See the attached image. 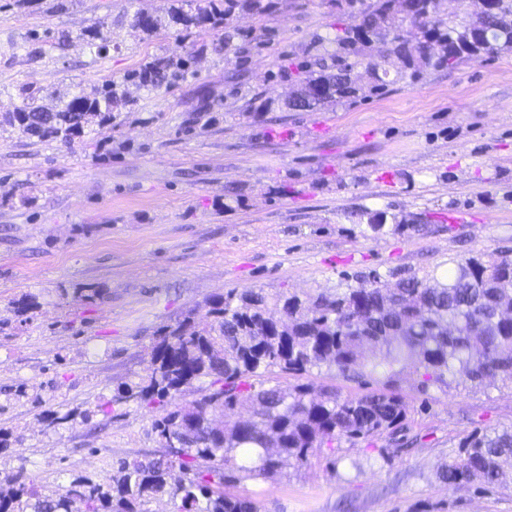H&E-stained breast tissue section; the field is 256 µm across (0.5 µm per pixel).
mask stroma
<instances>
[{
  "label": "stroma",
  "instance_id": "stroma-1",
  "mask_svg": "<svg viewBox=\"0 0 512 512\" xmlns=\"http://www.w3.org/2000/svg\"><path fill=\"white\" fill-rule=\"evenodd\" d=\"M270 2L235 9L228 51L220 28L130 29L139 8L181 0H0V113L18 84L89 89L175 51L191 58L183 81L138 94L117 127L69 144L0 135V473L51 495L159 450L155 419L197 388L160 406L118 392L147 373L162 328L203 318L228 289L313 296L512 255V54L292 112L280 106L290 71L328 49L349 9ZM100 26L111 43L97 55L79 35ZM380 212L425 229L375 234ZM401 385L418 437L408 451L386 459L360 443L333 467L324 451L239 492L263 512H512V488L436 477L465 435L512 428V389L424 390L408 373Z\"/></svg>",
  "mask_w": 512,
  "mask_h": 512
}]
</instances>
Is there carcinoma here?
I'll use <instances>...</instances> for the list:
<instances>
[{
  "instance_id": "1",
  "label": "carcinoma",
  "mask_w": 512,
  "mask_h": 512,
  "mask_svg": "<svg viewBox=\"0 0 512 512\" xmlns=\"http://www.w3.org/2000/svg\"><path fill=\"white\" fill-rule=\"evenodd\" d=\"M203 2L191 13L140 9L130 27L157 34L173 23L186 30L222 26L229 48L237 35L236 0ZM350 7L351 22L333 40L336 49L298 71L294 95L283 101L288 110L339 106L465 60L512 54V0H489L481 16L479 0H350ZM477 15L484 41L472 37ZM86 36L97 54L108 50L102 29ZM188 67L189 60L174 52L51 107L42 104L43 89L21 85L20 105L0 113V130L70 143L116 124L130 89L167 88ZM392 220L389 227L370 228L378 234L423 230L404 217ZM449 263L453 268L443 276L410 275L389 285L375 274L369 282L306 298L226 291L210 301L207 322L187 316L162 329L150 372L119 392L121 399L159 405L209 379L198 399L155 421L161 450L118 459L106 481L78 478L56 495L39 493L17 474L9 486L0 485V512H155L151 505L163 499L176 512H262L234 488L305 469L322 448L334 452L343 442H410L406 397L393 366L426 383L458 376L474 387L512 386V257ZM368 367L392 372L382 386L354 396L336 383L316 388L299 381L324 368L358 381ZM275 368L298 382L265 384L261 377ZM243 412L247 416L224 420ZM437 475L453 489L511 486L512 428L467 434Z\"/></svg>"
}]
</instances>
